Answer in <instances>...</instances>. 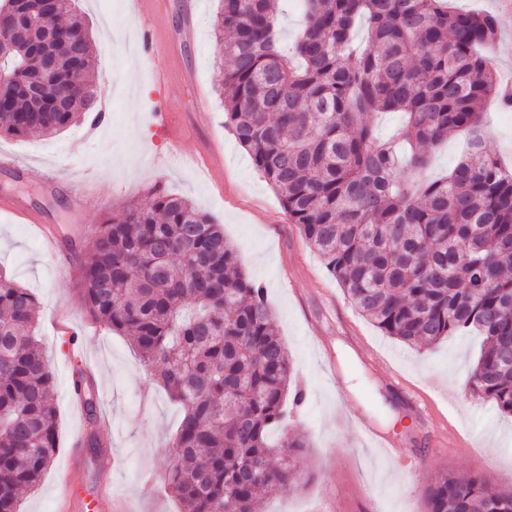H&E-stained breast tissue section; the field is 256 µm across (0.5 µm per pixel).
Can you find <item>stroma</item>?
<instances>
[{"instance_id": "35a3bbf8", "label": "stroma", "mask_w": 512, "mask_h": 512, "mask_svg": "<svg viewBox=\"0 0 512 512\" xmlns=\"http://www.w3.org/2000/svg\"><path fill=\"white\" fill-rule=\"evenodd\" d=\"M96 49L90 82L105 114L98 129L73 126L52 136L0 138V153L21 170L0 169V198L24 208L0 210V274L34 292L41 303L36 335L54 374L59 448L22 512H57L56 479L71 466L83 512H114L100 498L104 481L129 512H179L163 476L176 455L170 438L180 405L149 378L124 336L89 317L65 256L42 252L26 214L51 220L61 235L86 241L112 211L148 204L154 186L189 199L214 216L237 248L244 273L264 287L288 348L301 403L286 402L289 436L305 437L304 482L284 494L260 495L255 512H425L423 488L443 472L485 474L512 490V417L469 389L465 370L481 339L451 336L429 348L383 335L346 300L338 281L292 224L282 203L224 123L216 76L224 57L213 35L218 0L193 14L184 0H155L149 10L130 0H78ZM155 42L143 44L146 31ZM175 121L180 137L167 134ZM484 147L512 165V111L489 103ZM82 183L85 211L68 192H49L46 171ZM67 313L79 328L83 363L108 429H92L67 387L76 370L70 344L53 317ZM369 426L391 449L368 448ZM107 446L102 473L88 445Z\"/></svg>"}]
</instances>
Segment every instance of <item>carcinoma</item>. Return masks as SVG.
<instances>
[{"instance_id":"1","label":"carcinoma","mask_w":512,"mask_h":512,"mask_svg":"<svg viewBox=\"0 0 512 512\" xmlns=\"http://www.w3.org/2000/svg\"><path fill=\"white\" fill-rule=\"evenodd\" d=\"M303 2L287 52L277 0H221L213 27L228 61L225 123L356 309L409 345L479 336L469 387L512 415V171L477 135L485 102L500 95L496 18L451 10L448 0ZM45 8L0 0V17ZM51 9L61 19L51 40L0 48L10 89L0 136L56 134L95 100L94 43L76 0ZM376 112L405 114L407 163L377 137ZM464 131L470 148L448 176L418 181L424 149ZM152 195L71 249L79 294L183 407L164 474L181 512H253L258 492L303 479L293 456L272 462L283 449L269 441L288 429V352L264 288L244 274L220 225L158 185ZM39 309L28 289L0 276V512H21L57 444L53 372L34 336ZM82 404L97 421L87 381ZM424 496L428 512H512V493L479 473H442Z\"/></svg>"}]
</instances>
